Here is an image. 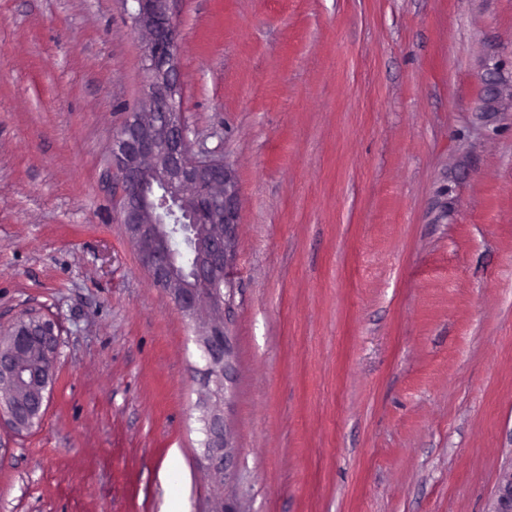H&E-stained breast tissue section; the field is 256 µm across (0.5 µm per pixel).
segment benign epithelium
<instances>
[{
  "instance_id": "7a95c632",
  "label": "benign epithelium",
  "mask_w": 512,
  "mask_h": 512,
  "mask_svg": "<svg viewBox=\"0 0 512 512\" xmlns=\"http://www.w3.org/2000/svg\"><path fill=\"white\" fill-rule=\"evenodd\" d=\"M133 27L146 35L144 67L149 81L144 101L151 119L137 112L112 140V166L119 176L121 215L128 238L137 249L150 285L165 291L185 315L196 311L204 292L224 287L235 242L237 186L224 161L194 151L179 99L176 79L181 32L168 15V0H134ZM183 217L187 224H215L217 229L195 237L188 259L174 250L167 225ZM202 346L207 358L206 379L227 355L224 324L209 327ZM58 333L50 319L30 314L0 329V383L22 378L19 359L32 346L45 354L49 366L39 375L43 385L54 376ZM44 398L23 406L0 398V417L22 432L40 418ZM206 443L224 447V420L214 409L206 427Z\"/></svg>"
}]
</instances>
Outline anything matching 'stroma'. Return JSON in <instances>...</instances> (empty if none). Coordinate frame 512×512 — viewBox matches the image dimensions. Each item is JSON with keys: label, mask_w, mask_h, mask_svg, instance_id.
<instances>
[{"label": "stroma", "mask_w": 512, "mask_h": 512, "mask_svg": "<svg viewBox=\"0 0 512 512\" xmlns=\"http://www.w3.org/2000/svg\"><path fill=\"white\" fill-rule=\"evenodd\" d=\"M195 150L238 188L227 461L186 318L110 175L124 0H0V327L58 326L0 512H502L512 471V0H170Z\"/></svg>", "instance_id": "1"}]
</instances>
